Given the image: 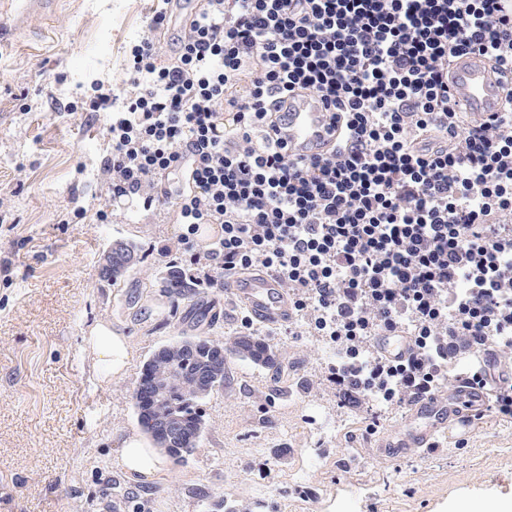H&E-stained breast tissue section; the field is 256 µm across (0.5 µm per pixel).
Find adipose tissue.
<instances>
[{
	"label": "adipose tissue",
	"mask_w": 512,
	"mask_h": 512,
	"mask_svg": "<svg viewBox=\"0 0 512 512\" xmlns=\"http://www.w3.org/2000/svg\"><path fill=\"white\" fill-rule=\"evenodd\" d=\"M83 343L92 357L91 370L97 378L109 382L125 374L131 344L127 336L113 329L111 322H97ZM119 461L126 475L149 476L159 470L162 457L145 439L132 436L123 440Z\"/></svg>",
	"instance_id": "1"
}]
</instances>
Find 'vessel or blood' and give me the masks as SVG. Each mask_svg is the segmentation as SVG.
<instances>
[{
    "instance_id": "b4317fda",
    "label": "vessel or blood",
    "mask_w": 512,
    "mask_h": 512,
    "mask_svg": "<svg viewBox=\"0 0 512 512\" xmlns=\"http://www.w3.org/2000/svg\"><path fill=\"white\" fill-rule=\"evenodd\" d=\"M448 85L453 104L466 125L490 128L504 115L497 69L479 50L456 53L448 65ZM280 118L288 152L293 157L306 160L324 155L334 141L315 95L289 94ZM224 286L233 300L261 323L274 326L287 322L291 314L285 286L273 273H236L225 279ZM373 346L376 352L391 359L406 354L409 348L402 334L377 336ZM484 407L481 392L462 387L458 379H450L447 394L413 401L405 414L404 427L381 435L376 449L391 459L407 457L417 449L441 450V436L454 428L471 427L475 415L483 412Z\"/></svg>"
}]
</instances>
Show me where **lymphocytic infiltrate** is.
Returning <instances> with one entry per match:
<instances>
[{
  "label": "lymphocytic infiltrate",
  "mask_w": 512,
  "mask_h": 512,
  "mask_svg": "<svg viewBox=\"0 0 512 512\" xmlns=\"http://www.w3.org/2000/svg\"><path fill=\"white\" fill-rule=\"evenodd\" d=\"M168 23L155 12L129 52L104 162L113 200L175 199L197 285L276 273L294 315L342 347L326 375L341 403L380 390L403 407L459 377L512 416V383L482 361L512 348V114L493 135L466 126L448 86L463 47L512 76L502 0H203L163 64ZM293 92L337 125L327 155L289 156L272 102ZM205 224L219 234L201 251ZM408 320L406 355L356 367Z\"/></svg>",
  "instance_id": "lymphocytic-infiltrate-1"
}]
</instances>
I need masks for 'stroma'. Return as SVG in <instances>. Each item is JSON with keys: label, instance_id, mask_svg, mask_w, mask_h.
<instances>
[{"label": "stroma", "instance_id": "stroma-1", "mask_svg": "<svg viewBox=\"0 0 512 512\" xmlns=\"http://www.w3.org/2000/svg\"><path fill=\"white\" fill-rule=\"evenodd\" d=\"M158 0H57L0 51V512H452L512 499V417L490 413L444 439L445 453L379 458L373 411L341 405L326 350L307 330L253 323L278 371L229 356L207 399V429L181 466L132 482L119 464L140 433L133 392L144 362L189 330L228 339L242 309L222 288L177 299L155 287L181 249L174 203L123 210L106 191L104 112H77L98 84L128 91L126 55ZM109 54V71L100 56ZM116 240L142 263L99 276ZM208 319L192 325L195 308ZM99 320L128 336V372L96 380L82 338Z\"/></svg>", "mask_w": 512, "mask_h": 512}]
</instances>
